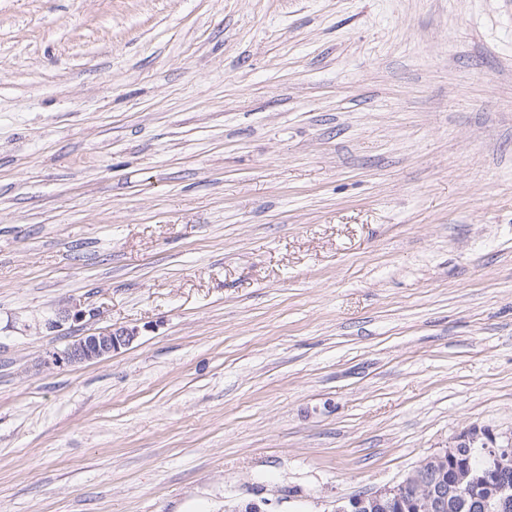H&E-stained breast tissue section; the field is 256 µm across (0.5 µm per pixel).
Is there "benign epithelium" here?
I'll list each match as a JSON object with an SVG mask.
<instances>
[{
	"mask_svg": "<svg viewBox=\"0 0 512 512\" xmlns=\"http://www.w3.org/2000/svg\"><path fill=\"white\" fill-rule=\"evenodd\" d=\"M138 337L136 328H112L86 332L45 360L48 366L80 365L100 360L130 346ZM483 448L488 463L479 479L486 512L500 509L512 500V488L503 476L512 470V431L470 426L448 440L443 450L427 456L404 480L380 489L336 500L334 512H406L417 507L423 512L461 509L456 454L460 448Z\"/></svg>",
	"mask_w": 512,
	"mask_h": 512,
	"instance_id": "benign-epithelium-1",
	"label": "benign epithelium"
}]
</instances>
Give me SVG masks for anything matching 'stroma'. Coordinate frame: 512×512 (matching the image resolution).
Returning <instances> with one entry per match:
<instances>
[{"instance_id": "stroma-1", "label": "stroma", "mask_w": 512, "mask_h": 512, "mask_svg": "<svg viewBox=\"0 0 512 512\" xmlns=\"http://www.w3.org/2000/svg\"><path fill=\"white\" fill-rule=\"evenodd\" d=\"M472 425L512 0H0V512H333ZM138 333V329L126 327L86 332L63 350L51 353L44 364L75 366L100 360L130 346Z\"/></svg>"}]
</instances>
